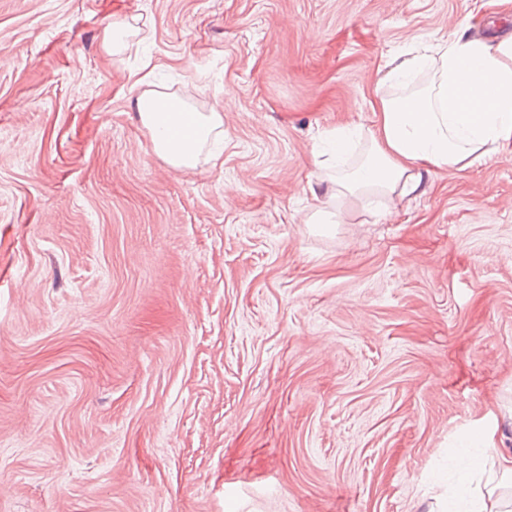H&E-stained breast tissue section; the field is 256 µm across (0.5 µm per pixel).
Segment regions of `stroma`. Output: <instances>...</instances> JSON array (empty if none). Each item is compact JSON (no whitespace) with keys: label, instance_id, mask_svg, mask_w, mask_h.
<instances>
[{"label":"stroma","instance_id":"stroma-1","mask_svg":"<svg viewBox=\"0 0 512 512\" xmlns=\"http://www.w3.org/2000/svg\"><path fill=\"white\" fill-rule=\"evenodd\" d=\"M462 25L512 10L0 0V512H440L455 448L512 454V146L307 221L321 134ZM144 66L222 112L196 167L154 154ZM139 16H132L130 20L126 18L109 24L103 35V46L107 53L112 55L121 54L122 50L127 48L124 38L134 35L137 28L132 23H136Z\"/></svg>","mask_w":512,"mask_h":512}]
</instances>
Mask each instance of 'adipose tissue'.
Segmentation results:
<instances>
[{
    "mask_svg": "<svg viewBox=\"0 0 512 512\" xmlns=\"http://www.w3.org/2000/svg\"><path fill=\"white\" fill-rule=\"evenodd\" d=\"M141 100L161 104L140 112L154 152L175 168L196 166L204 145L221 130V113L189 112L176 96L145 89ZM370 148L354 170L329 177L330 197L378 194L388 206L415 194L436 168L466 170L512 144V36L488 42L460 31L410 56H397L375 89ZM190 119L189 134L172 135ZM491 448L457 449L451 469L458 480L454 512H503L499 501L473 489L477 480H512V457L498 456L497 472L483 462Z\"/></svg>",
    "mask_w": 512,
    "mask_h": 512,
    "instance_id": "ef3b65f1",
    "label": "adipose tissue"
}]
</instances>
